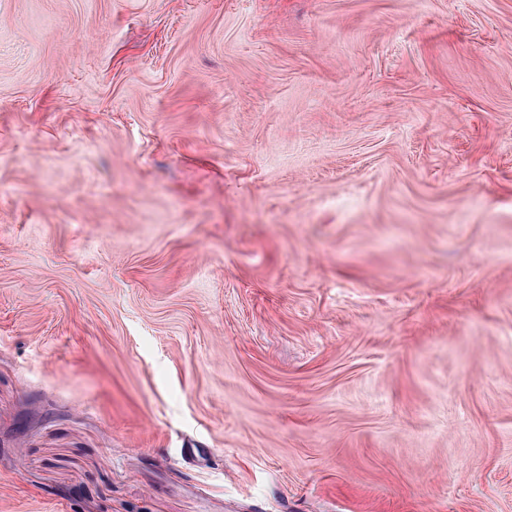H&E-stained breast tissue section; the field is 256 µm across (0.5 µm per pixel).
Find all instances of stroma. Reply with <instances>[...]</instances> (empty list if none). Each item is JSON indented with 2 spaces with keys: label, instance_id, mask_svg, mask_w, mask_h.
<instances>
[{
  "label": "stroma",
  "instance_id": "1",
  "mask_svg": "<svg viewBox=\"0 0 512 512\" xmlns=\"http://www.w3.org/2000/svg\"><path fill=\"white\" fill-rule=\"evenodd\" d=\"M0 512H512V0H0Z\"/></svg>",
  "mask_w": 512,
  "mask_h": 512
}]
</instances>
